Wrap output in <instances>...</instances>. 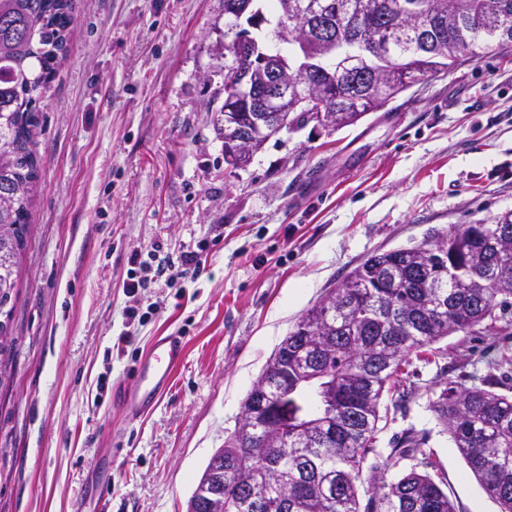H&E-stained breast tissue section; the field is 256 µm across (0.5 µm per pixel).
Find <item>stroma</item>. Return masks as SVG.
Segmentation results:
<instances>
[{"label":"stroma","instance_id":"stroma-1","mask_svg":"<svg viewBox=\"0 0 512 512\" xmlns=\"http://www.w3.org/2000/svg\"><path fill=\"white\" fill-rule=\"evenodd\" d=\"M65 61L36 114L39 185L0 388V512H186L247 392L296 320L378 251L512 211V46L412 84L330 131L291 128L224 161V0H73ZM147 286L129 298L128 258ZM196 251L168 287L159 266ZM150 310L130 322L131 305ZM497 332L453 333L403 366L373 459L426 434L457 512H500L430 409L448 382L512 397V302ZM186 342L171 388L112 403L152 339Z\"/></svg>","mask_w":512,"mask_h":512}]
</instances>
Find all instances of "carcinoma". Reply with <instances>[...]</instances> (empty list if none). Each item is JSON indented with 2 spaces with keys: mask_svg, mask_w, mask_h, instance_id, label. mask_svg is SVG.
Listing matches in <instances>:
<instances>
[{
  "mask_svg": "<svg viewBox=\"0 0 512 512\" xmlns=\"http://www.w3.org/2000/svg\"><path fill=\"white\" fill-rule=\"evenodd\" d=\"M275 16L288 3L289 32L313 33V19L295 13L306 0H272ZM336 40L294 46L288 60L304 64L306 54L331 48L336 56L365 52L371 69L399 67L393 80L359 96L353 83L362 75L336 73L331 94L336 111L356 119L379 109L378 98H396L416 78H428L476 57L487 29L508 31L496 42L512 43V0H331ZM70 0H0V387L13 373L12 313L19 260L31 231V204L38 179L35 98L64 59ZM430 42L422 46L420 30ZM243 55L226 49L224 81ZM472 224L452 226L419 245L428 265L411 250L375 253L308 309L301 319L321 324L317 335L288 333L264 371L276 376L299 359L315 364L314 378L288 385V400L271 429L244 440L233 433L217 449L199 482L216 464L233 472L224 479V504L208 509L190 497L186 512H456L453 502L427 473L433 468L426 437L405 436L391 456L414 461L409 472L389 484L373 483L360 506L357 481L378 431L379 405L397 384L402 363L451 333L495 331L497 297H512V253L494 245ZM456 279L448 280V267ZM489 388L449 383L431 404L452 442L485 493L512 512V399ZM336 390V404L317 402L319 390Z\"/></svg>",
  "mask_w": 512,
  "mask_h": 512,
  "instance_id": "1",
  "label": "carcinoma"
}]
</instances>
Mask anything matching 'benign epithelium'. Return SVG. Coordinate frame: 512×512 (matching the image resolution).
Here are the masks:
<instances>
[{
    "label": "benign epithelium",
    "mask_w": 512,
    "mask_h": 512,
    "mask_svg": "<svg viewBox=\"0 0 512 512\" xmlns=\"http://www.w3.org/2000/svg\"><path fill=\"white\" fill-rule=\"evenodd\" d=\"M247 0H230L227 10L236 17L235 26L225 33L231 37L224 42V46L233 45L239 49L252 46V37L249 28L255 27L259 22V14L255 10H247ZM328 4L321 2L313 5L314 15L321 22L314 34L325 38L332 31L330 23L326 22ZM334 67L330 64V58L325 55L312 57V65L308 71L333 78ZM291 69L288 60L279 53L256 50L249 56V65L235 73L233 80L227 83L224 91L225 107L221 111L227 113L224 121V150L226 160L238 167L250 163L253 152L250 142L242 137L244 127L240 126L238 112H259L261 117L254 120L253 127L256 132L266 138H271L285 128V125L272 124L269 116L271 112H286L298 110L290 127L314 122L320 126L328 125L325 110L328 101L325 95L317 90H306L302 94L288 98V82H290ZM267 414L265 405H255L243 414L238 432L242 436H249L266 422Z\"/></svg>",
    "instance_id": "1"
}]
</instances>
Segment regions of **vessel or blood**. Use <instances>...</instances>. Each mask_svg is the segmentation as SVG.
<instances>
[{"label": "vessel or blood", "mask_w": 512, "mask_h": 512, "mask_svg": "<svg viewBox=\"0 0 512 512\" xmlns=\"http://www.w3.org/2000/svg\"><path fill=\"white\" fill-rule=\"evenodd\" d=\"M185 356L183 336L171 333L156 337L148 353L137 363L132 385L119 387L113 395L114 401L132 417L151 409L159 394L171 385Z\"/></svg>", "instance_id": "b4317fda"}]
</instances>
